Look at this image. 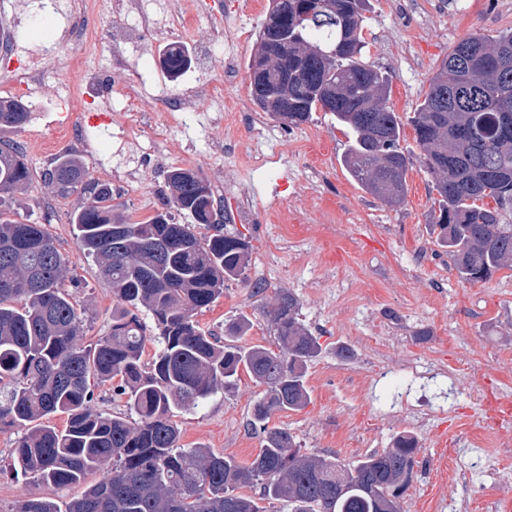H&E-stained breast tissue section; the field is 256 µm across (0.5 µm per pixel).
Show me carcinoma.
Segmentation results:
<instances>
[{"label":"carcinoma","instance_id":"1","mask_svg":"<svg viewBox=\"0 0 512 512\" xmlns=\"http://www.w3.org/2000/svg\"><path fill=\"white\" fill-rule=\"evenodd\" d=\"M299 2L272 0L269 18L292 16ZM309 2L313 18L292 31L288 49L271 27L259 32L248 67L272 57L285 63L251 94L253 104L286 126L330 113L346 129L348 173L383 203L399 204L411 158L401 146L404 123L381 95L388 78L364 60L366 0H332L334 12L324 0ZM190 62L175 43L162 56L173 78ZM329 88L336 95L324 96ZM28 118L22 100L0 97L1 129L21 128ZM408 123L438 195V245L458 278L479 283L512 268V31L473 34L453 46ZM189 173L169 170L167 185L193 223L176 224L166 213L129 223L116 214L112 186L93 179L81 159L64 155L49 170L59 193L78 195L76 244L98 261L118 302L110 331L90 344L65 287L70 259L44 225L0 212V431L20 432L12 468L60 486L111 464L65 508L35 497L18 512H265L262 501L288 512H401L418 452L411 433L345 464L307 453L290 431L269 426L273 412L310 403L307 372L322 353L291 293H280L269 312L272 348L235 343L252 327L245 316L225 328L226 341L200 326L198 315L224 296L225 284L245 278L251 252L245 235L212 221L221 214L213 192ZM30 177L22 148L0 142V201ZM150 342L160 349L149 357ZM242 372L265 387L251 407L261 443L255 458L240 464L201 446L180 448L178 411L236 385ZM110 384L126 411L96 407L98 391ZM57 416L66 418L61 429ZM254 486L258 495L240 493Z\"/></svg>","mask_w":512,"mask_h":512}]
</instances>
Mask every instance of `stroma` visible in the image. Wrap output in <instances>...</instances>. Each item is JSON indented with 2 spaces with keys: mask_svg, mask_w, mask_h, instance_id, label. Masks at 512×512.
<instances>
[{
  "mask_svg": "<svg viewBox=\"0 0 512 512\" xmlns=\"http://www.w3.org/2000/svg\"><path fill=\"white\" fill-rule=\"evenodd\" d=\"M0 49L17 60L42 58L44 86L27 98L28 123L0 129V140L19 144L32 179L25 191L0 201V212L25 224H42L73 261L72 295L84 309L85 340L105 335L115 299L93 259L79 254L70 214L78 198L56 192L45 174L55 159H83L93 178L108 183L114 169L133 158L126 138L152 149L133 191L118 195L123 217L147 221L175 209L166 181L169 169L195 170L210 185L227 219L226 231L251 242L245 280L229 282L224 295L199 315L202 327L223 332L240 316L253 327L240 343L272 345L269 311L279 293L299 301L305 325L323 351L307 373L312 401L301 411H277L271 425L288 429L303 451L331 453L343 462L391 447L411 432L419 441L402 512H512V269L469 284L451 270L436 243L432 177L420 159L407 174L403 204L389 207L365 192L342 164L347 137L330 115L293 128L253 104L248 60L265 22L269 0H181L198 6L206 23L129 45V68L114 72L116 37L81 54L78 35L102 22L106 0L82 13L59 0L47 11L41 0H10ZM225 37L210 40V25ZM512 29V0H369L363 37L366 60L391 81L389 104L400 117L414 112L429 79L451 47L481 32ZM183 44L191 63L171 78L161 57L171 42ZM81 58L66 68L64 58ZM224 89L232 109L223 127L212 124L218 104L203 105L182 125L154 138L163 125L166 99L185 93L202 73ZM141 82L144 111H131L114 84ZM87 110L107 112L106 126L87 127L82 143L66 140L72 116L62 103L74 88ZM224 140L223 153L211 144ZM135 147V148H136ZM352 351L350 358L338 347ZM423 366L409 374L410 365ZM263 387L242 377L236 388L205 405L179 413L180 447L203 446L245 463L260 441L249 426ZM82 486H48L33 478L0 474V512H17L24 500L45 496L64 504Z\"/></svg>",
  "mask_w": 512,
  "mask_h": 512,
  "instance_id": "stroma-1",
  "label": "stroma"
}]
</instances>
